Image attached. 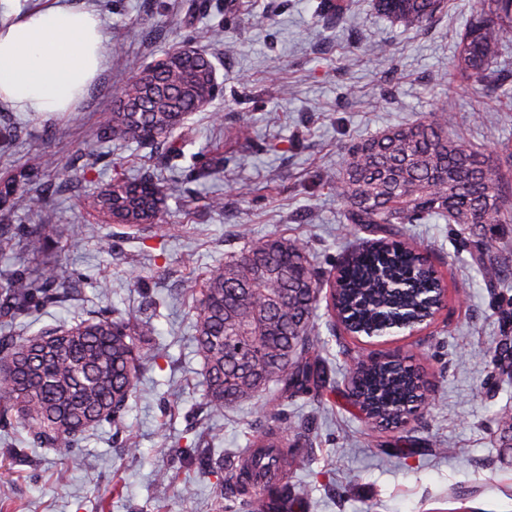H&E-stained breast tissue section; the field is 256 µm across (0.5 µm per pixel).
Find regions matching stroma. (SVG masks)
<instances>
[{
    "label": "stroma",
    "mask_w": 512,
    "mask_h": 512,
    "mask_svg": "<svg viewBox=\"0 0 512 512\" xmlns=\"http://www.w3.org/2000/svg\"><path fill=\"white\" fill-rule=\"evenodd\" d=\"M81 2L100 16L109 52L79 111L43 119L0 106V189L27 176L48 186L38 212L0 203V224L19 233L48 219L72 229L37 252H0V305L8 280L50 262L63 265L79 297L40 304L0 334L28 336L108 307L150 318L161 357L141 377L124 429L103 424L75 451L81 469H67L71 449L38 447L0 421V512H97L116 480L125 489L112 512H217L212 467L230 468L269 419L249 402L211 416L185 288L241 248L243 227L305 238L319 270L333 273L367 238L345 223L330 186L349 145L444 100L457 113V134L490 155L512 141V108L477 103L475 89L456 78L455 34L474 0H448L417 31L392 24L372 0H354L341 20L321 13V0ZM182 45L208 52L220 91L187 116L174 150L94 139L134 70ZM242 124L248 139L226 137ZM48 154L72 170V183L44 166ZM217 166L222 174L211 175ZM137 171L174 188L159 228L132 239L84 200L97 183ZM214 196L223 209L210 207ZM398 235L429 256L447 287L444 306L427 329L371 343L350 340L320 314L323 396L269 408L302 434L289 458L291 492L301 498L295 512H512V458L497 444V419L512 412V363L497 361L500 346L512 344V286H489L457 225L403 224ZM374 353L408 357L429 383L426 408L397 432L372 428L344 396L356 362ZM212 424L222 435L206 455L195 439ZM131 442L137 454L124 452ZM160 470L170 481H156Z\"/></svg>",
    "instance_id": "1"
}]
</instances>
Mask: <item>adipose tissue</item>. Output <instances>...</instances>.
Masks as SVG:
<instances>
[{
	"label": "adipose tissue",
	"mask_w": 512,
	"mask_h": 512,
	"mask_svg": "<svg viewBox=\"0 0 512 512\" xmlns=\"http://www.w3.org/2000/svg\"><path fill=\"white\" fill-rule=\"evenodd\" d=\"M106 63L98 15L76 0H52L0 26V104L33 114L76 111Z\"/></svg>",
	"instance_id": "ef3b65f1"
}]
</instances>
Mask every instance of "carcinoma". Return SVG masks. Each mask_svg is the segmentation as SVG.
I'll use <instances>...</instances> for the list:
<instances>
[{
	"label": "carcinoma",
	"mask_w": 512,
	"mask_h": 512,
	"mask_svg": "<svg viewBox=\"0 0 512 512\" xmlns=\"http://www.w3.org/2000/svg\"><path fill=\"white\" fill-rule=\"evenodd\" d=\"M375 6L392 23L419 30L442 12L445 0H375ZM511 41L512 0H477L455 45V69L479 97L512 104V75L499 62ZM163 59L121 88L112 117L96 136L154 148L173 145L174 131L209 91L215 67L191 46ZM150 93L156 101L149 112L121 107ZM456 126V112L442 101L417 121L354 143L334 189L346 206L344 220L356 228L432 218L460 226L473 260L491 283H503L504 270L491 262L497 241L487 228L512 224V145H502L491 162L461 140ZM167 190L149 176L116 178L91 193L87 205L140 234L158 223ZM8 195L12 206L32 211L41 206L44 190L13 188ZM64 233L62 224H30L18 238L12 225L0 224V250H40ZM239 236L242 250L210 269L202 288L189 289L205 399L217 415L242 401L261 409L273 400L282 405L297 394L320 393L325 383L312 336L324 275L312 263L308 243L275 233L254 237L247 230ZM76 293L62 267L51 263L36 278L11 281L0 317L11 322L27 315L39 296L61 303ZM329 294L331 317L355 339L418 331L444 301L427 258L386 238L353 248L332 275ZM153 334L149 320L119 312L0 339V416L15 418L44 448H76L104 423L122 428L140 377L158 358L149 346ZM347 396L374 426L398 428L425 403V381L400 357L371 356L356 364ZM250 447L271 449L265 468L280 470L288 468L294 443L288 428L273 425ZM244 508L271 512L272 505L258 488Z\"/></svg>",
	"instance_id": "cac0c4a2"
}]
</instances>
